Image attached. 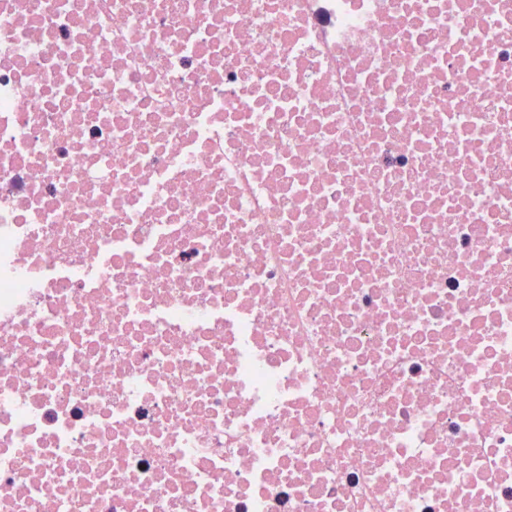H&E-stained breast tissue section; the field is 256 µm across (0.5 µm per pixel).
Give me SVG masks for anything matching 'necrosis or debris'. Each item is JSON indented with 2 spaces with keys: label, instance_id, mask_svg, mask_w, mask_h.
<instances>
[{
  "label": "necrosis or debris",
  "instance_id": "obj_1",
  "mask_svg": "<svg viewBox=\"0 0 512 512\" xmlns=\"http://www.w3.org/2000/svg\"><path fill=\"white\" fill-rule=\"evenodd\" d=\"M0 512H512V0H0Z\"/></svg>",
  "mask_w": 512,
  "mask_h": 512
}]
</instances>
